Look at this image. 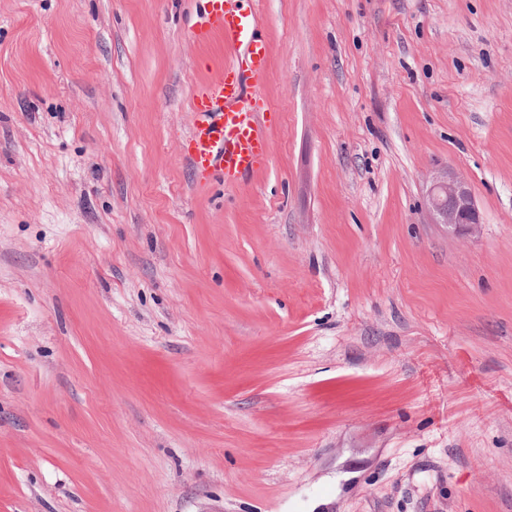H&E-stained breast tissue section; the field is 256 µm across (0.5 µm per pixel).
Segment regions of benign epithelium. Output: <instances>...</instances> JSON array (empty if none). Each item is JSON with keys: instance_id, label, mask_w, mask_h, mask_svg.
<instances>
[{"instance_id": "7a95c632", "label": "benign epithelium", "mask_w": 512, "mask_h": 512, "mask_svg": "<svg viewBox=\"0 0 512 512\" xmlns=\"http://www.w3.org/2000/svg\"><path fill=\"white\" fill-rule=\"evenodd\" d=\"M425 208L432 223L445 224L452 233L475 236L480 232V212L468 182L451 167L432 175Z\"/></svg>"}]
</instances>
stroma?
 Instances as JSON below:
<instances>
[{
    "label": "stroma",
    "instance_id": "35a3bbf8",
    "mask_svg": "<svg viewBox=\"0 0 512 512\" xmlns=\"http://www.w3.org/2000/svg\"><path fill=\"white\" fill-rule=\"evenodd\" d=\"M256 8L203 188L196 0H0V512H512V0ZM198 1L202 21L196 39L207 43L219 36L225 47L244 53L193 90L187 160L209 177L219 173L225 183H235L251 175L268 155L265 113L252 89L267 78L269 49L259 34L256 0ZM425 208L430 221L446 224L449 232L472 236L480 232V212L468 182L451 167L432 175Z\"/></svg>",
    "mask_w": 512,
    "mask_h": 512
}]
</instances>
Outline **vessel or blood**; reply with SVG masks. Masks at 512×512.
Segmentation results:
<instances>
[{
	"mask_svg": "<svg viewBox=\"0 0 512 512\" xmlns=\"http://www.w3.org/2000/svg\"><path fill=\"white\" fill-rule=\"evenodd\" d=\"M199 2L197 40L206 43L218 36L225 47L243 54L193 90L187 159L193 169L234 183L251 175L268 155V126L253 90L267 78L269 49L259 34L255 0Z\"/></svg>",
	"mask_w": 512,
	"mask_h": 512,
	"instance_id": "1",
	"label": "vessel or blood"
}]
</instances>
